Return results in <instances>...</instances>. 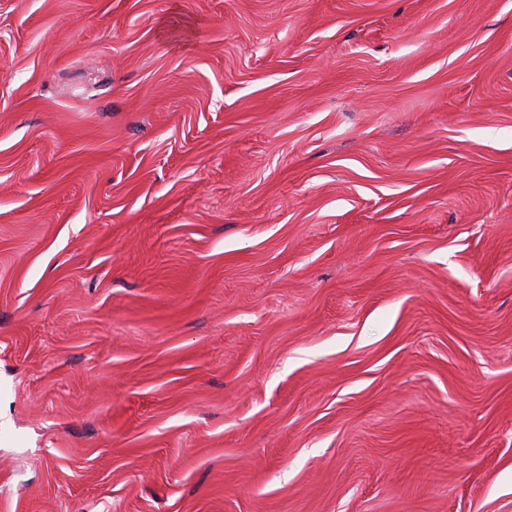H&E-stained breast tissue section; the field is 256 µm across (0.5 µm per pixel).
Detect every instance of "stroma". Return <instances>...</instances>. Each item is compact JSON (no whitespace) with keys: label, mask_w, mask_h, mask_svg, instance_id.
<instances>
[{"label":"stroma","mask_w":512,"mask_h":512,"mask_svg":"<svg viewBox=\"0 0 512 512\" xmlns=\"http://www.w3.org/2000/svg\"><path fill=\"white\" fill-rule=\"evenodd\" d=\"M0 512H512V0H0Z\"/></svg>","instance_id":"35a3bbf8"}]
</instances>
